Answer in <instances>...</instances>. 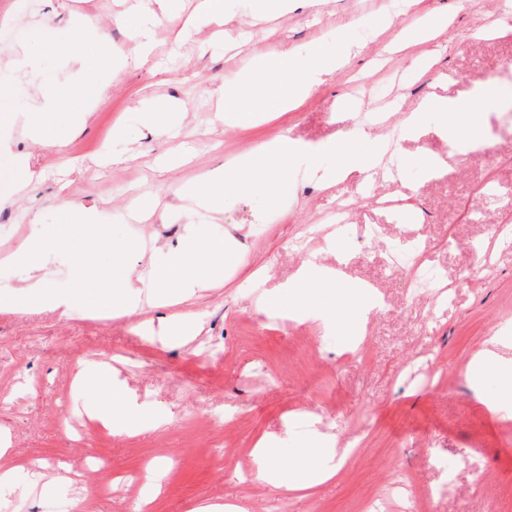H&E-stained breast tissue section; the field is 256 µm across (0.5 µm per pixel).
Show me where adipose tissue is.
Instances as JSON below:
<instances>
[{
	"mask_svg": "<svg viewBox=\"0 0 512 512\" xmlns=\"http://www.w3.org/2000/svg\"><path fill=\"white\" fill-rule=\"evenodd\" d=\"M336 42L340 47L338 54H321L316 61L305 65L298 64L285 54L273 60L262 57L252 70L221 83L215 93L222 104L226 122L235 125L260 122V115L243 106L240 89L246 84H264L274 75L293 83L292 99L281 103L282 109L293 108L296 102L307 97L316 86L343 66L357 46L347 30L337 33ZM107 88V82L103 81L64 93L57 91L46 94L42 97V106L51 112L61 113L66 124L82 125L89 116L86 101L102 98ZM494 92L493 84L488 83L475 89L470 100L465 102L425 100L418 111L405 121L404 132L412 137L428 118L436 117L444 121L455 112L472 113L477 108L491 106ZM387 152L384 137L369 132L362 133L359 141L348 145L333 140L310 145L286 137L243 157L232 171L221 178L185 185L182 193L195 198L208 214L214 215L218 212L219 203L229 193L260 191L269 198H278L287 183L289 165L301 159L310 160L313 170L320 175L321 183L329 188L337 181L353 176L368 179L386 165ZM47 248L61 253L77 251L84 254L85 259L79 265L77 283L73 288L65 291L53 288L51 282L41 275L40 256ZM98 250L111 251V267L87 261V254ZM237 250L238 244L233 238L213 237L203 241L197 237L193 227H186L182 239L177 244L167 246L165 264L156 269L143 285L137 286L125 270V247L112 244L109 224L95 211L73 206L63 211L57 223L34 224L29 244L15 253L12 260L34 273L35 278L18 292L0 300V311H53L63 316L70 315L84 310L88 294L94 293L99 297V306L112 316H128L141 307L144 296L176 293L185 299L193 289L212 287L222 277L225 264ZM285 287L291 291L329 289L349 296L352 304L350 314H343L336 307L327 311L328 316L334 317L336 326L348 334L356 331L358 323L365 321L377 307L376 302L366 295L362 284L349 281L341 270L326 268L311 260L300 267ZM77 378L93 398L87 409L88 416L102 425L111 426L113 431L141 432L166 425L165 417L147 415L137 396L128 392L105 367L82 364ZM315 445V439H302L293 451L292 465L284 469L279 465V453L271 441L258 442L255 453L260 458L259 479L285 491H304L328 481L335 476L336 467L327 462L317 463ZM71 482V477L67 475H49L27 467L10 452L8 446L0 447V488L19 483L66 486Z\"/></svg>",
	"mask_w": 512,
	"mask_h": 512,
	"instance_id": "adipose-tissue-1",
	"label": "adipose tissue"
}]
</instances>
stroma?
Masks as SVG:
<instances>
[{
    "mask_svg": "<svg viewBox=\"0 0 512 512\" xmlns=\"http://www.w3.org/2000/svg\"><path fill=\"white\" fill-rule=\"evenodd\" d=\"M144 2L27 0L21 11L17 0H0V64L9 55L36 61L30 73L0 71V120L13 130V154L29 158L34 172L15 203L0 207L1 296L26 282V270L8 258L29 241L32 216L53 224L69 204L96 208L115 245L133 244L132 278H147L185 232L191 204L180 199L182 187L285 136L347 143L369 127L394 136L400 156H445L449 164L433 178L407 172L417 189L408 198L414 215L404 220L371 199L388 190V174L366 189L349 179L326 190L305 160L289 169L281 199L225 198L220 220L195 230L234 237L240 249L222 285L180 304L204 316L200 335L184 345L137 333L139 323L162 316L156 307L119 319L0 312V432L13 453L47 473L66 464L90 488L111 485L107 497L8 490L0 512H137L147 496L150 512H194L204 503L241 512H512V404L497 401L492 381L469 376L489 347L512 367V243L498 244L496 235L512 218V128L502 115L512 102V33H481L496 19L512 24V0H294L285 14L262 11L259 0H224L220 27L188 25L197 0H173L157 17L147 61L89 102L84 129L46 115L44 140L35 142L26 115L41 100L15 97L14 86L92 80L79 65L86 43L66 34L70 19L86 17L117 54L131 48ZM431 15L446 16V26L426 43L401 46L403 29ZM348 28L361 51L297 108L281 112L287 85L277 80L241 90L267 121L218 119L214 86L260 57L309 60ZM490 78L497 94L481 115L482 145L449 156L435 118L417 136H399L420 101L457 98ZM156 101L181 107L164 133L141 122L142 108ZM116 154L122 163H113ZM147 194L158 205L144 214L138 202ZM344 194L346 221L330 230L327 218ZM423 242L447 296L413 285L408 263ZM393 254L403 267H391ZM312 257L381 297L383 310L369 315L357 340L312 313L305 294L291 298L302 318L280 315L282 283ZM207 344L219 356L198 359ZM85 361L106 365L146 411L171 424L133 435L90 424L91 397L75 382ZM67 412L82 437L63 427ZM298 413L306 419L296 424ZM305 436L321 438L317 460L346 450L331 480L300 493L257 479L260 439H273L285 459ZM93 454L108 458L109 471H88ZM244 467L245 481L237 477Z\"/></svg>",
    "mask_w": 512,
    "mask_h": 512,
    "instance_id": "stroma-1",
    "label": "stroma"
}]
</instances>
